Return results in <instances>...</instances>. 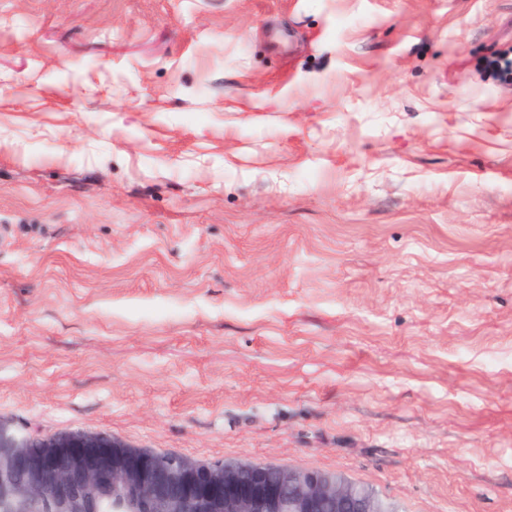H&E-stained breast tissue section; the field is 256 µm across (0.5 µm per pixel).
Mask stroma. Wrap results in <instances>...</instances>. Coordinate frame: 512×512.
<instances>
[{"instance_id": "1", "label": "stroma", "mask_w": 512, "mask_h": 512, "mask_svg": "<svg viewBox=\"0 0 512 512\" xmlns=\"http://www.w3.org/2000/svg\"><path fill=\"white\" fill-rule=\"evenodd\" d=\"M512 0H0V425L512 512Z\"/></svg>"}]
</instances>
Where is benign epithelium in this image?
Returning a JSON list of instances; mask_svg holds the SVG:
<instances>
[{
	"label": "benign epithelium",
	"instance_id": "obj_1",
	"mask_svg": "<svg viewBox=\"0 0 512 512\" xmlns=\"http://www.w3.org/2000/svg\"><path fill=\"white\" fill-rule=\"evenodd\" d=\"M400 512L339 474L264 464H202L158 456L112 438L71 434L18 440L0 428V512Z\"/></svg>",
	"mask_w": 512,
	"mask_h": 512
}]
</instances>
